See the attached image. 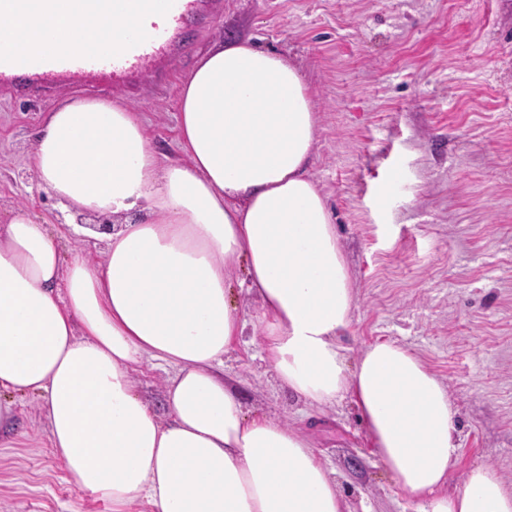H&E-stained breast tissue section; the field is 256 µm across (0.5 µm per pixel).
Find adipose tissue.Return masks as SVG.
I'll list each match as a JSON object with an SVG mask.
<instances>
[{"mask_svg":"<svg viewBox=\"0 0 512 512\" xmlns=\"http://www.w3.org/2000/svg\"><path fill=\"white\" fill-rule=\"evenodd\" d=\"M99 10L29 0L0 22L18 60L96 34ZM318 117L289 60L251 39L217 42L180 91L183 159L161 163L139 112L66 98L46 113L30 168L68 225L118 217L102 261H63L44 225L0 224V446L36 395L66 480L112 512H345L333 470L283 421L249 412L224 357L245 322L230 295L244 267L261 303V359L317 410L350 402L399 497L417 512H512V490L478 465L449 490L457 428L446 385L409 348L349 359L357 307L335 217L310 170ZM169 371L164 407L138 391L143 363Z\"/></svg>","mask_w":512,"mask_h":512,"instance_id":"ef3b65f1","label":"adipose tissue"}]
</instances>
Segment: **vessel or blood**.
Here are the masks:
<instances>
[{"label": "vessel or blood", "mask_w": 512, "mask_h": 512, "mask_svg": "<svg viewBox=\"0 0 512 512\" xmlns=\"http://www.w3.org/2000/svg\"><path fill=\"white\" fill-rule=\"evenodd\" d=\"M223 7V0H137L130 14L124 0H113V13L123 20L118 47L56 48L35 52L21 63L8 47L0 46V92L45 95L55 84L78 88L101 75L111 78L114 92H124L131 76L163 77L165 63L186 50L188 23L203 11Z\"/></svg>", "instance_id": "1"}]
</instances>
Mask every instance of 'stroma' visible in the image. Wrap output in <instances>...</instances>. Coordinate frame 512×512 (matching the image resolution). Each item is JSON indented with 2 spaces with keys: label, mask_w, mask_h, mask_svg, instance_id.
Wrapping results in <instances>:
<instances>
[{
  "label": "stroma",
  "mask_w": 512,
  "mask_h": 512,
  "mask_svg": "<svg viewBox=\"0 0 512 512\" xmlns=\"http://www.w3.org/2000/svg\"><path fill=\"white\" fill-rule=\"evenodd\" d=\"M251 38L303 71L317 112L312 174L336 215L357 290L349 356L378 341L419 354L448 387L458 430L456 489L474 466L512 488V0H224L195 20L165 81L125 101L141 112L161 161L178 159L179 87L220 38ZM48 97H0V219L26 208L63 258L76 243L29 168ZM232 297L245 340L224 358L247 409L288 421L339 474L353 512H414L374 455L347 402L318 412L282 387L249 343L259 303ZM24 431L0 447V512H112L65 480L37 398Z\"/></svg>",
  "instance_id": "stroma-1"
}]
</instances>
